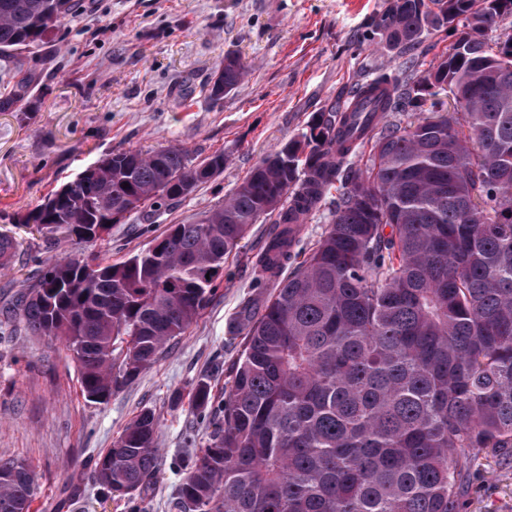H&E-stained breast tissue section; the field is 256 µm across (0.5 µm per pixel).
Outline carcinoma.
<instances>
[{
	"instance_id": "carcinoma-1",
	"label": "carcinoma",
	"mask_w": 512,
	"mask_h": 512,
	"mask_svg": "<svg viewBox=\"0 0 512 512\" xmlns=\"http://www.w3.org/2000/svg\"><path fill=\"white\" fill-rule=\"evenodd\" d=\"M74 8L0 0V54L39 46ZM511 14L512 0H391L377 24L389 46L411 51L425 27L454 32L461 20L465 55L450 48L424 70L412 56L407 78L356 85L346 107L313 116L196 222L120 263L49 261L17 298L28 330L64 340L82 394L104 404L196 320L249 227L276 224L252 271L279 287L260 308L241 303L224 402L205 378L189 389L215 421L175 512H466L477 454L512 465V81L493 78L512 74V48L484 38L512 42ZM244 76L224 58L225 93ZM439 84L454 111L397 119L434 111ZM213 166L224 154L196 164L175 146L113 153L48 194L66 196L53 211L39 205L19 223L92 243L150 201L187 196ZM333 190L327 228L283 274L298 225ZM158 466V420L144 410L93 478L132 495ZM35 490L24 462L0 460V512H31Z\"/></svg>"
}]
</instances>
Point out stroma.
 Returning a JSON list of instances; mask_svg holds the SVG:
<instances>
[{
	"label": "stroma",
	"mask_w": 512,
	"mask_h": 512,
	"mask_svg": "<svg viewBox=\"0 0 512 512\" xmlns=\"http://www.w3.org/2000/svg\"><path fill=\"white\" fill-rule=\"evenodd\" d=\"M390 0H77L44 44L0 56V234L16 241L0 269V307L15 302L41 260L95 253L119 263L173 224L219 204L269 152L300 138L369 73L402 76L403 55L374 24ZM235 54L248 66L223 100L211 85ZM178 146L194 161L220 153L224 168L185 198L145 205L96 242L53 238L23 224L53 189L109 154ZM273 226L252 225L224 261L221 283L196 321L159 361L107 403L87 402L63 341L33 336L21 316H0V458L25 461L36 479L31 512H171L208 420L188 402L207 378L215 402L230 386L243 341L230 323L243 299L262 304L275 281L257 282L251 259ZM159 419L160 468L148 490L107 494L93 479L99 453L143 410ZM467 512H512V467L479 456Z\"/></svg>",
	"instance_id": "obj_1"
}]
</instances>
